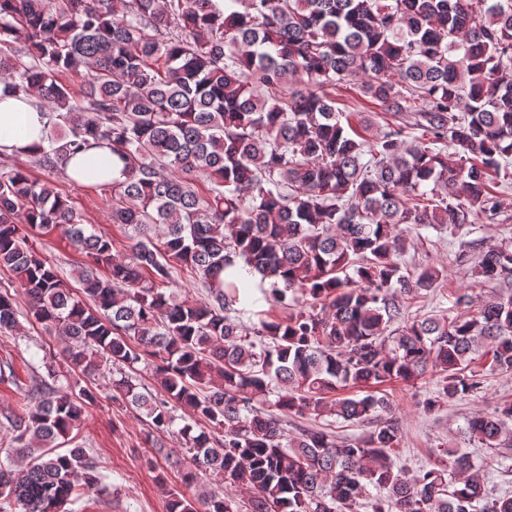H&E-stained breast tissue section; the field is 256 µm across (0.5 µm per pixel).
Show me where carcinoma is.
Returning a JSON list of instances; mask_svg holds the SVG:
<instances>
[{
  "instance_id": "carcinoma-1",
  "label": "carcinoma",
  "mask_w": 512,
  "mask_h": 512,
  "mask_svg": "<svg viewBox=\"0 0 512 512\" xmlns=\"http://www.w3.org/2000/svg\"><path fill=\"white\" fill-rule=\"evenodd\" d=\"M24 36L26 44L13 46ZM356 80L386 122L372 140L344 126L336 88ZM0 81L52 113L40 168L90 142L110 146L126 179L112 223L118 259L69 195L27 168L0 169V269L28 314L66 341L62 371L29 382L12 359L0 383L23 396L0 413L12 437L0 512H84L106 475L77 441L95 400L71 380L112 362L113 397L177 435L198 475L245 486L249 512H512L467 454L440 449L417 473L395 467L401 434L383 386L429 373L424 414L512 373V298L455 297L409 320L400 299L443 286L444 270L403 271L407 237L438 226L468 236L503 213L512 185V0H0ZM421 131L410 146L404 141ZM454 148V156L448 149ZM59 231L84 256L73 286L19 233ZM241 259L257 290L221 274ZM185 271L205 299L171 290ZM475 283L512 276V247L489 243ZM286 305L288 317L243 306ZM0 291V333L18 327ZM153 367L160 392L123 372ZM275 399H269V396ZM372 423L361 441L324 429L287 436L290 415ZM512 402L467 420L469 439L512 473ZM167 512H240L223 490L167 492Z\"/></svg>"
}]
</instances>
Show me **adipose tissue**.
<instances>
[{
    "mask_svg": "<svg viewBox=\"0 0 512 512\" xmlns=\"http://www.w3.org/2000/svg\"><path fill=\"white\" fill-rule=\"evenodd\" d=\"M49 118L33 94H16L0 83V154L29 155L44 146ZM67 177L81 185L109 184L124 180V164L106 146L91 145L67 156Z\"/></svg>",
    "mask_w": 512,
    "mask_h": 512,
    "instance_id": "1",
    "label": "adipose tissue"
}]
</instances>
